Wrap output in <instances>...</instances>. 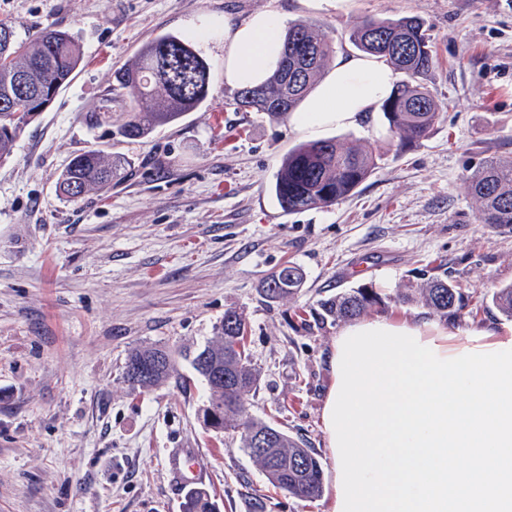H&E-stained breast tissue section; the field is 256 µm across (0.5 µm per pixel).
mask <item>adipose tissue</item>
Here are the masks:
<instances>
[{
	"label": "adipose tissue",
	"mask_w": 512,
	"mask_h": 512,
	"mask_svg": "<svg viewBox=\"0 0 512 512\" xmlns=\"http://www.w3.org/2000/svg\"><path fill=\"white\" fill-rule=\"evenodd\" d=\"M285 18L260 11L243 21L224 19V82L231 87L264 83L275 71L283 50ZM397 83L393 68L377 57L339 54L320 82L290 114L297 132L316 136L329 126H352L388 99ZM422 340L434 341L440 356L463 348L490 349L512 339V325L471 331L461 337L448 325L419 318L407 321Z\"/></svg>",
	"instance_id": "ef3b65f1"
}]
</instances>
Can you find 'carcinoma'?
Here are the masks:
<instances>
[{
	"mask_svg": "<svg viewBox=\"0 0 512 512\" xmlns=\"http://www.w3.org/2000/svg\"><path fill=\"white\" fill-rule=\"evenodd\" d=\"M353 45L385 60L405 75L393 95L381 105L389 130L398 147L425 139L439 120L442 107L419 81L434 65L430 37L416 16L395 20H363L350 33ZM333 52V39L309 23L288 27L279 65L265 83L243 87L232 94L237 112H263L276 117L295 109L312 89ZM81 61V49L68 32L46 29L36 39H18L8 24L0 21V159L8 157L17 133L38 99L51 89L65 87ZM25 74V87L15 83ZM119 88L126 90L130 118L122 133L128 138L149 135L160 125L175 123L206 100L210 67L195 50L193 39L160 35L143 46L134 66L115 75ZM126 162L107 159L97 150L75 156L62 172L59 189L70 198L80 197L88 188L112 186ZM375 166L372 150L345 145L335 139L301 143L288 151L276 172L271 191L280 207L298 213L314 207H330L347 198L371 174ZM468 193L480 204L483 223L496 229L512 230V161H487L467 177ZM302 274L287 266L272 274L264 286L273 301L295 294ZM419 300L434 313L456 316L463 310V294L451 281L435 277L416 289ZM379 300L378 293L363 285L321 302L323 312L333 319L357 317ZM492 304L512 320V284L496 289ZM247 325L235 310L224 312L216 341L193 356L194 371L209 381L197 364L206 353L213 369L224 374V385L208 386L209 397L203 411L213 408L219 420L212 425L218 432H230L250 458L262 469L268 481L291 497L313 500L323 489V470L315 453L302 441L282 429L248 415V398L255 389L258 374L245 347ZM166 349L145 346L134 350L126 361L130 367ZM173 355L168 363L142 386L166 381L174 370ZM274 432L270 449L258 453L252 448L250 433ZM214 500L201 487L183 502V512H213Z\"/></svg>",
	"mask_w": 512,
	"mask_h": 512,
	"instance_id": "obj_1",
	"label": "carcinoma"
}]
</instances>
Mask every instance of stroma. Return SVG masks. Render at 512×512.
Wrapping results in <instances>:
<instances>
[{
  "label": "stroma",
  "mask_w": 512,
  "mask_h": 512,
  "mask_svg": "<svg viewBox=\"0 0 512 512\" xmlns=\"http://www.w3.org/2000/svg\"><path fill=\"white\" fill-rule=\"evenodd\" d=\"M279 10L320 25L352 51L363 19L420 17L435 65L424 79L443 114L429 136L398 148L381 111L323 138L372 147L378 161L344 201L287 213L270 185L305 142L287 117L238 112L224 83V38L196 42L211 68L205 102L175 123L129 139V100L112 89L155 36H187ZM0 20L30 40L53 28L82 47L79 67L50 107L0 160V512H180L168 452L194 448L219 512H330L333 462L322 408L328 357L342 325L322 299L349 288L379 294L366 316H429L398 296L445 275L469 307L458 333L505 323L481 308L512 283V232L478 218L466 179L488 159L512 158V0H0ZM97 149L127 166L111 188L75 200L58 181ZM303 280L288 300L262 291L283 266ZM248 322L258 371L249 411L302 439L325 482L309 501L274 491L227 434L205 429L209 392L181 354L213 340L227 309ZM178 354L167 382L134 388L131 350Z\"/></svg>",
  "instance_id": "stroma-1"
}]
</instances>
